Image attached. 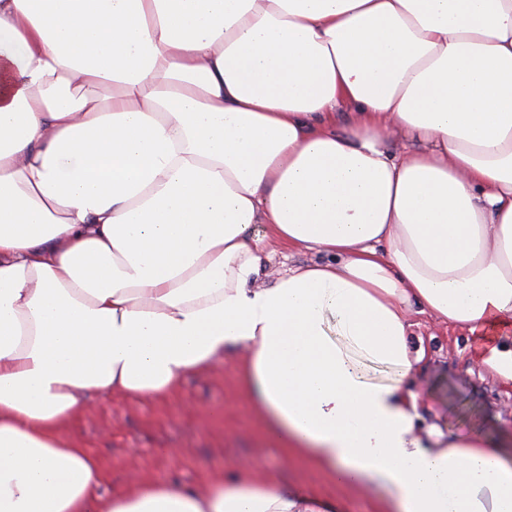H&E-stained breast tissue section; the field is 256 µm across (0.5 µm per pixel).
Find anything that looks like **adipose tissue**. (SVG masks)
Wrapping results in <instances>:
<instances>
[{
	"label": "adipose tissue",
	"mask_w": 512,
	"mask_h": 512,
	"mask_svg": "<svg viewBox=\"0 0 512 512\" xmlns=\"http://www.w3.org/2000/svg\"><path fill=\"white\" fill-rule=\"evenodd\" d=\"M266 243L316 258L264 285ZM416 315L512 383V0H0V512H346L234 468L106 493L63 434L232 351L284 459L512 512V442L420 430Z\"/></svg>",
	"instance_id": "obj_1"
}]
</instances>
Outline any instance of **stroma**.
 Segmentation results:
<instances>
[{
  "label": "stroma",
  "mask_w": 512,
  "mask_h": 512,
  "mask_svg": "<svg viewBox=\"0 0 512 512\" xmlns=\"http://www.w3.org/2000/svg\"><path fill=\"white\" fill-rule=\"evenodd\" d=\"M415 332L427 358L412 373L426 425L443 432L498 438L512 433V386L488 367L475 365L467 333L421 316ZM242 353L231 352L213 368L191 375L166 401L130 402L89 396L84 413L66 431L100 458L106 492H119L150 477L192 485L240 467L262 480L276 476L323 493L334 492L311 463L283 461L239 382Z\"/></svg>",
  "instance_id": "stroma-1"
}]
</instances>
